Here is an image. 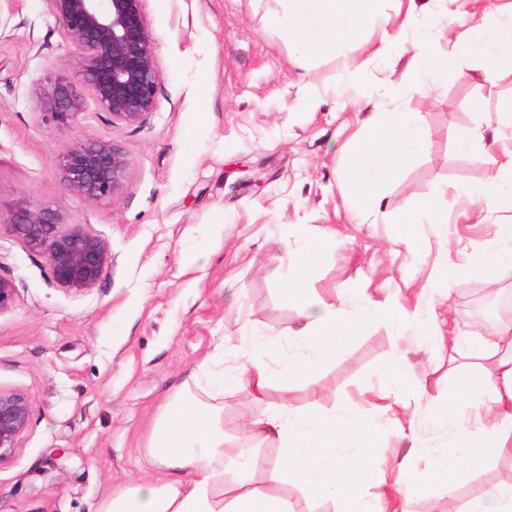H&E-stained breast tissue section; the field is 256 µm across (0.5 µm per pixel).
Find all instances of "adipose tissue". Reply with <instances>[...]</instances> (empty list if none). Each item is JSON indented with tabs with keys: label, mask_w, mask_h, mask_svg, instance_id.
Segmentation results:
<instances>
[{
	"label": "adipose tissue",
	"mask_w": 512,
	"mask_h": 512,
	"mask_svg": "<svg viewBox=\"0 0 512 512\" xmlns=\"http://www.w3.org/2000/svg\"><path fill=\"white\" fill-rule=\"evenodd\" d=\"M277 26L308 59L338 57L358 44L366 30L376 31L381 54L407 56V88L426 93L452 75L447 57L429 42L408 41L419 17L406 11L398 25L387 15L388 0H280ZM453 19L465 28L458 37L459 55L479 53L483 74L494 79L512 70V9L495 0H458ZM401 88H390L387 102L373 103L362 132L347 147L344 191L355 212L380 208L383 190L428 145L422 113L391 108ZM501 109L505 128L483 130L482 109L474 107L470 127L456 136L459 148L491 138L497 148L488 152L489 175L479 185L457 190L468 208L492 209L512 196V99ZM387 219L395 227L393 242L413 253L420 247L418 227L448 221V202L439 195L412 199L391 208ZM335 232L310 239L297 253L283 282V298L298 313L292 332L295 351L280 359L273 342L252 338L255 350L240 366L233 383L251 401L261 404L258 414L242 423L245 443L271 440L283 453L268 460L270 480L287 476L298 483L306 499L332 497L343 502V512H408L411 498L447 481H466L472 470L494 467L512 456V332L502 331L460 348L456 315H444L432 303L439 288L429 283L422 301L409 306L399 300L349 306L345 297L324 298L308 286L315 256ZM374 322L396 334L414 330L431 344L459 349L467 359H489L493 368L461 380L452 390L445 412L459 436V444L445 458L421 460L412 455L388 461L369 447L381 424H360L343 416L325 414L319 405L297 411L287 403H269L265 396L279 378H313L326 362L343 351L350 340ZM280 359L272 370V359ZM390 385L382 399L391 401L389 422L403 438L415 430L416 410L423 383L405 349H397L385 367ZM230 441L224 432V410L189 395L166 405L152 435L150 454L167 471L164 480L126 489L108 501L103 512H289L288 502L251 484L242 473L252 456L242 452L234 470H226L224 456Z\"/></svg>",
	"instance_id": "1"
}]
</instances>
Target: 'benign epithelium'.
Listing matches in <instances>:
<instances>
[{"instance_id":"1","label":"benign epithelium","mask_w":512,"mask_h":512,"mask_svg":"<svg viewBox=\"0 0 512 512\" xmlns=\"http://www.w3.org/2000/svg\"><path fill=\"white\" fill-rule=\"evenodd\" d=\"M71 45L67 69L55 78L43 118L70 129L83 113L86 90L112 120L143 121L153 108L159 72L155 65L145 0H48ZM66 187L89 202L110 198L119 189L128 160L112 139L79 140L60 158ZM9 231L41 251L58 287L73 295L97 285L108 259L106 242L80 224H64L47 207L16 211ZM15 285L0 276V312L14 299ZM31 416L28 397L0 389V465L10 461Z\"/></svg>"}]
</instances>
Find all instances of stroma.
Instances as JSON below:
<instances>
[{
    "label": "stroma",
    "mask_w": 512,
    "mask_h": 512,
    "mask_svg": "<svg viewBox=\"0 0 512 512\" xmlns=\"http://www.w3.org/2000/svg\"><path fill=\"white\" fill-rule=\"evenodd\" d=\"M415 4L430 21L426 38L457 73L430 95L406 92L399 100L424 114L430 145L386 188L392 207L482 181V150L460 151L455 135L470 125L474 101L494 128L503 122L502 101L512 98V71L487 81L478 55H453L455 37L443 28L454 0ZM275 6L145 0L160 75L153 109L128 126L88 96L78 124L59 130L43 120L41 102L66 68L62 23L47 0H0V276L15 285L11 306L0 312V388L24 393L31 408L16 454L0 465V512H100L113 493L155 482L164 470L149 461L151 432L160 407L185 387L204 402H223L224 429L236 435L255 405L233 388L218 390L199 367L210 360L235 375L256 334L287 346L297 324L281 294L287 256L327 229L343 239L309 274L323 297L360 281L364 301L412 303L442 270L464 317L477 297L512 296V275L463 280L455 271L503 246L512 204L469 218L451 204L459 216L450 227L452 250L442 249L434 225L423 224L412 255L394 250L384 212L352 214L341 191L344 147L361 129L369 100L335 93L338 62L299 64L296 48L268 22ZM99 138L118 144L129 165L114 197L90 203L67 189L58 159L75 141ZM26 205L50 208L107 242L108 263L94 288L66 293L44 254L9 234L7 223ZM399 346L424 384L415 434L407 441L385 429L373 452L442 457L458 443L442 417L456 378L451 353L414 337L398 341L381 323L354 337L312 381L273 384L267 399L380 421L360 393L383 386ZM280 453L262 444L255 484L286 498L291 512H340L331 498L305 501L292 479L268 482L266 461ZM495 485H512V456L454 488L436 487L410 508L468 512Z\"/></svg>",
    "instance_id": "stroma-1"
}]
</instances>
